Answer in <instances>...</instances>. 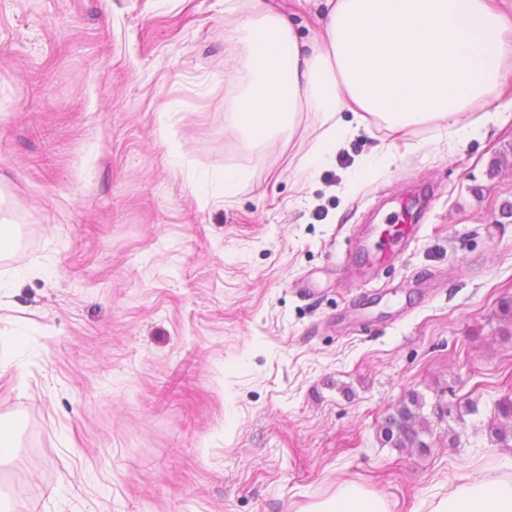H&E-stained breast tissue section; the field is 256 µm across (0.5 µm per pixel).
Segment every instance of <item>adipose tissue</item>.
<instances>
[{"instance_id": "ef3b65f1", "label": "adipose tissue", "mask_w": 512, "mask_h": 512, "mask_svg": "<svg viewBox=\"0 0 512 512\" xmlns=\"http://www.w3.org/2000/svg\"><path fill=\"white\" fill-rule=\"evenodd\" d=\"M311 41L285 17L258 9L242 19L248 88L233 123L254 138L296 130L315 112L323 131L302 171L330 163L353 135L380 124L388 137L438 124L449 146L498 124L512 104V0H326ZM478 121H470L471 113ZM306 512H388L379 495L340 484ZM430 512H512V482L449 485Z\"/></svg>"}]
</instances>
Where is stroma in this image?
<instances>
[{"label": "stroma", "mask_w": 512, "mask_h": 512, "mask_svg": "<svg viewBox=\"0 0 512 512\" xmlns=\"http://www.w3.org/2000/svg\"><path fill=\"white\" fill-rule=\"evenodd\" d=\"M310 38L325 0H267ZM251 0H0V512H390L512 479V119L405 152L261 141L226 104ZM405 140V141H406ZM391 164L355 169L374 146ZM244 171L232 195L224 172ZM408 228L377 260L387 226ZM424 447L380 425L410 393ZM305 512H388L379 495L352 483H342L327 499L303 510Z\"/></svg>", "instance_id": "obj_1"}]
</instances>
